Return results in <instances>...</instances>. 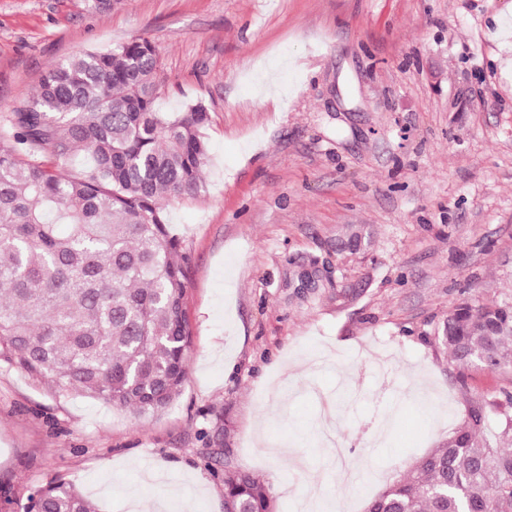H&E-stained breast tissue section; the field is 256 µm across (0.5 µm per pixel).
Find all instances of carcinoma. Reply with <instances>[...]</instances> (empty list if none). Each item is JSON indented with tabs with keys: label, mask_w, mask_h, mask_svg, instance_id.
<instances>
[{
	"label": "carcinoma",
	"mask_w": 512,
	"mask_h": 512,
	"mask_svg": "<svg viewBox=\"0 0 512 512\" xmlns=\"http://www.w3.org/2000/svg\"><path fill=\"white\" fill-rule=\"evenodd\" d=\"M160 54L137 35L51 65L0 127V362L58 397L142 418L187 375L186 267L167 207L203 188L210 121L198 101L159 112ZM441 342L462 369L512 368V303L453 302ZM512 392L468 409L367 512H512ZM224 512H277L269 485L229 462ZM39 512H99L76 487L38 489Z\"/></svg>",
	"instance_id": "1"
}]
</instances>
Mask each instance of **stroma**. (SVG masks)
I'll return each instance as SVG.
<instances>
[{"mask_svg": "<svg viewBox=\"0 0 512 512\" xmlns=\"http://www.w3.org/2000/svg\"><path fill=\"white\" fill-rule=\"evenodd\" d=\"M512 0H0V120L51 64L130 36L159 111L203 101L204 188L172 202L191 331L182 392L134 418L0 364V512L63 480L103 512H224L206 414L280 512H366L512 368L460 380L436 330L512 301ZM276 100L255 93L266 75ZM366 240L336 241L349 225ZM348 395L324 418L318 398Z\"/></svg>", "mask_w": 512, "mask_h": 512, "instance_id": "stroma-1", "label": "stroma"}]
</instances>
